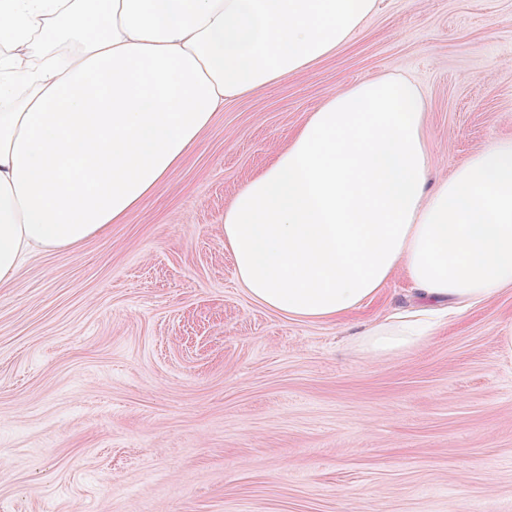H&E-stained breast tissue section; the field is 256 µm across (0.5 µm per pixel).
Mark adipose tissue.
I'll return each instance as SVG.
<instances>
[{
    "mask_svg": "<svg viewBox=\"0 0 512 512\" xmlns=\"http://www.w3.org/2000/svg\"><path fill=\"white\" fill-rule=\"evenodd\" d=\"M378 0H0V282L167 186L225 100L303 73ZM50 51L36 67V38ZM426 103L384 75L331 92L224 212L260 304L326 322L403 273L426 305L366 328L401 353L427 318L512 288V140L428 182Z\"/></svg>",
    "mask_w": 512,
    "mask_h": 512,
    "instance_id": "adipose-tissue-1",
    "label": "adipose tissue"
}]
</instances>
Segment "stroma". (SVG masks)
I'll return each instance as SVG.
<instances>
[{"label": "stroma", "instance_id": "obj_1", "mask_svg": "<svg viewBox=\"0 0 512 512\" xmlns=\"http://www.w3.org/2000/svg\"><path fill=\"white\" fill-rule=\"evenodd\" d=\"M426 101L433 177L512 140V0H380L301 74L225 102L170 184L0 285V512H512V290L370 356L396 275L333 322L253 300L224 211L332 91Z\"/></svg>", "mask_w": 512, "mask_h": 512}]
</instances>
